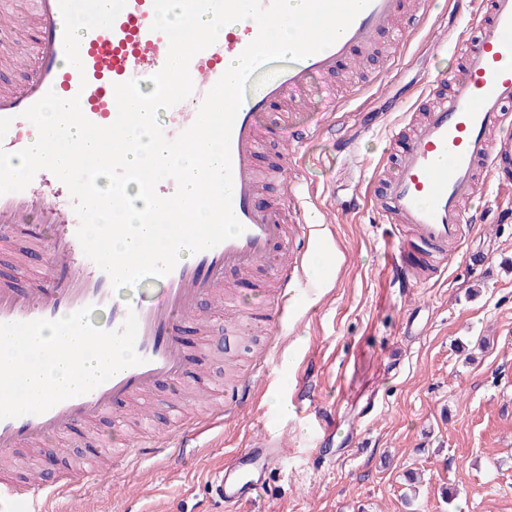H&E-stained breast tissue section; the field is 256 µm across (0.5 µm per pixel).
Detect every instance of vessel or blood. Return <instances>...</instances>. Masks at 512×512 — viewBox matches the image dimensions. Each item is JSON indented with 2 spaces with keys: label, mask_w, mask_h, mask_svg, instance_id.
Instances as JSON below:
<instances>
[{
  "label": "vessel or blood",
  "mask_w": 512,
  "mask_h": 512,
  "mask_svg": "<svg viewBox=\"0 0 512 512\" xmlns=\"http://www.w3.org/2000/svg\"><path fill=\"white\" fill-rule=\"evenodd\" d=\"M429 5L430 0H371L327 49L297 62H271L254 72L230 140L232 211L243 231L195 253L191 260L178 262L166 276L152 279L150 287L113 289L109 276L84 255L76 237L79 220L74 200L52 172L38 171L25 190L0 195V236L26 223L34 211L54 228L52 235L31 241L42 257L32 288L19 291L0 286V323L54 320L92 305L106 314L101 328L116 331L132 311L138 319L135 349L143 359L141 365L126 368L44 413L1 419V456L21 446L42 447L49 438L88 427L115 407L136 399L151 400L159 384L181 379L195 359L180 334L192 325L208 334L201 303L223 286L227 270L247 273L269 262L278 272L295 269L297 288L308 285L303 266L310 244L307 230L299 231L291 252H283L284 217L261 200L260 119L268 108L297 96L309 78L329 77L341 66L360 61L380 32L422 22ZM456 5L468 17L465 33L454 42L463 59L462 69L434 78L429 93L435 101L398 155L377 209L381 222L404 225L418 241L414 248L405 243L397 246L393 271L405 282L414 279L417 263L426 260L434 271H441L449 245L460 242L468 221L463 204L485 180L512 185V135L504 131L512 124V0H456ZM35 9V64L18 89L0 90V117L12 120L0 144L11 152L29 146L30 123L23 113L47 92L64 99L79 97L84 115L107 126L118 113L115 84L135 79L140 87H148L149 77L163 68L168 57L167 37L151 29L153 0H127L112 28L85 32L78 68L65 59L59 0H35ZM257 35L253 20L228 24L222 38L192 58L189 72L194 92L166 109L161 124L166 138L175 139L193 124L205 94L223 75L225 63L236 61ZM325 93V115L304 125L273 130V139L289 148L292 157H299L304 145L326 128L328 114L336 112L334 89L326 88ZM266 372L262 359H255L229 389V403L237 408L247 404ZM217 423L214 415L179 422L176 440L156 439L142 445L136 455L167 460L195 453L196 439ZM114 434L110 468L126 476L135 470L134 454L122 426H115ZM285 453L282 445L272 441L255 449L246 467L217 470L208 485L209 495L232 510L258 483L257 473L266 460ZM85 498L84 486L72 480L39 479L20 486L0 476V512H70L72 501Z\"/></svg>",
  "instance_id": "b4317fda"
}]
</instances>
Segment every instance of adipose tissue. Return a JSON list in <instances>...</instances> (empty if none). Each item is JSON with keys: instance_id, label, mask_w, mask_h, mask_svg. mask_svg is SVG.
Segmentation results:
<instances>
[{"instance_id": "ef3b65f1", "label": "adipose tissue", "mask_w": 512, "mask_h": 512, "mask_svg": "<svg viewBox=\"0 0 512 512\" xmlns=\"http://www.w3.org/2000/svg\"><path fill=\"white\" fill-rule=\"evenodd\" d=\"M63 117L61 104L54 103L48 107L42 119L31 127L30 139L35 150L47 161L64 165L69 161L73 142H82L84 162L98 169L100 175H107L108 169L99 159V147L95 138L81 135L77 131L72 132L68 137L57 135L56 130ZM124 193L129 201L128 208L117 213L108 208L103 209L100 223L92 227L93 240L103 241L107 249L112 252H131L142 256L163 248L165 240L160 231L151 225H141L137 222L139 208L145 203L138 186L133 183L128 184L124 188ZM115 224L138 227L139 239L109 235V228Z\"/></svg>"}]
</instances>
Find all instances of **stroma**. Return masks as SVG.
<instances>
[{"label":"stroma","mask_w":512,"mask_h":512,"mask_svg":"<svg viewBox=\"0 0 512 512\" xmlns=\"http://www.w3.org/2000/svg\"><path fill=\"white\" fill-rule=\"evenodd\" d=\"M465 28L448 0H433L426 25L405 47L376 53L366 63L370 86L343 71L337 77L345 109L335 127L308 142V197L291 196L278 174L262 200L277 203L289 223L308 225L326 247L309 250L307 266L327 286L286 303L281 350L268 368L277 375L239 414H225L218 438L198 455L176 462H142L128 479L111 472L88 478L90 449L109 450L112 418L97 435L55 438L50 453L20 449L12 462L35 466L46 479L87 478L102 512H150L167 504L179 512H224L208 497L206 481L257 441L280 438L288 455L273 462L262 489L237 512H512V187L489 182L470 202L486 221L467 225L442 275L395 283L397 232L372 221L362 186L390 172L403 136L428 106L423 93L435 74L454 66L437 48L430 27ZM401 139H393V131ZM238 305H204L219 329L211 336L183 330L181 340L201 353L200 376L158 386L153 434L174 435L167 404L214 413L228 389L225 357L244 366L273 332L256 314L265 301L254 279L229 271ZM280 399L288 414L270 404ZM322 406L335 430L320 435L307 410ZM418 494L406 503L408 476Z\"/></svg>","instance_id":"35a3bbf8"}]
</instances>
